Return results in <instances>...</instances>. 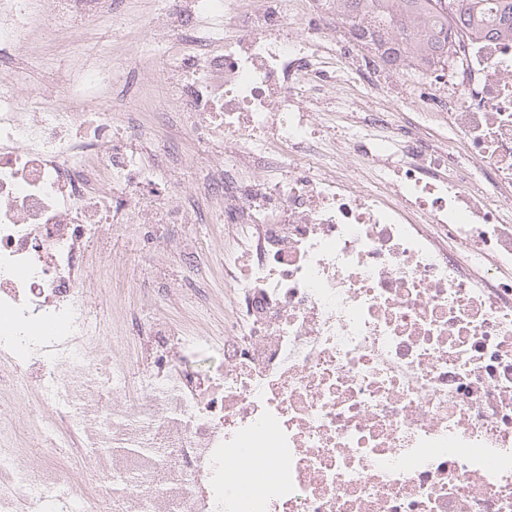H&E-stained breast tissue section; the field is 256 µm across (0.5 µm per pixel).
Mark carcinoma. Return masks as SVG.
<instances>
[{
	"label": "carcinoma",
	"mask_w": 512,
	"mask_h": 512,
	"mask_svg": "<svg viewBox=\"0 0 512 512\" xmlns=\"http://www.w3.org/2000/svg\"><path fill=\"white\" fill-rule=\"evenodd\" d=\"M345 19L370 16L373 27L384 31L403 24L402 17H420L427 30L407 35L406 42L427 59L448 60V19L461 26L480 24L488 0H336ZM497 30L512 35V0H495Z\"/></svg>",
	"instance_id": "cac0c4a2"
}]
</instances>
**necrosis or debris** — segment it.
<instances>
[{
  "instance_id": "1",
  "label": "necrosis or debris",
  "mask_w": 512,
  "mask_h": 512,
  "mask_svg": "<svg viewBox=\"0 0 512 512\" xmlns=\"http://www.w3.org/2000/svg\"><path fill=\"white\" fill-rule=\"evenodd\" d=\"M107 0H0V44L30 45L39 16L106 10ZM153 30L188 31L199 48L169 59L174 129L212 155L204 191L222 200L221 265L236 304L224 365L190 369L193 346L165 323L149 331L151 371L121 409L97 385L95 342L107 319L86 306L84 257L133 210L153 224H193L191 198L148 202L158 159L116 151V68L87 64L101 37L72 38L61 85L28 69L0 83V397L30 374L35 331L82 336L75 398L55 423L28 406L43 444L67 434L100 459L112 512H512V37L448 28V61L402 52L448 101L449 131L481 164L471 185L446 141L402 137L396 113H367L371 137L324 125L336 77L314 70L334 0L292 17L287 0H176ZM379 166L353 185L339 158ZM269 448L270 481L247 488L234 462Z\"/></svg>"
}]
</instances>
